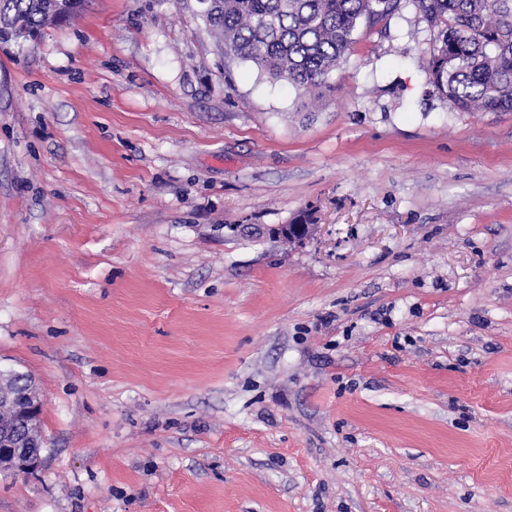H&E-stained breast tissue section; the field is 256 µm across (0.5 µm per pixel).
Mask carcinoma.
Instances as JSON below:
<instances>
[{
	"instance_id": "cac0c4a2",
	"label": "carcinoma",
	"mask_w": 512,
	"mask_h": 512,
	"mask_svg": "<svg viewBox=\"0 0 512 512\" xmlns=\"http://www.w3.org/2000/svg\"><path fill=\"white\" fill-rule=\"evenodd\" d=\"M226 56L301 95L328 87L364 23L412 9L433 32L427 78L460 112L512 111V0H198ZM85 0H0V42L22 44ZM18 448H42L40 422L18 425Z\"/></svg>"
}]
</instances>
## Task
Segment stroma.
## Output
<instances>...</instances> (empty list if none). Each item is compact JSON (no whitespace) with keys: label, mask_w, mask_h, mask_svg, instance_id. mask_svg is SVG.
Here are the masks:
<instances>
[{"label":"stroma","mask_w":512,"mask_h":512,"mask_svg":"<svg viewBox=\"0 0 512 512\" xmlns=\"http://www.w3.org/2000/svg\"><path fill=\"white\" fill-rule=\"evenodd\" d=\"M197 10L0 43V370L44 437L0 512H512V112L433 90L412 11L309 99Z\"/></svg>","instance_id":"35a3bbf8"}]
</instances>
